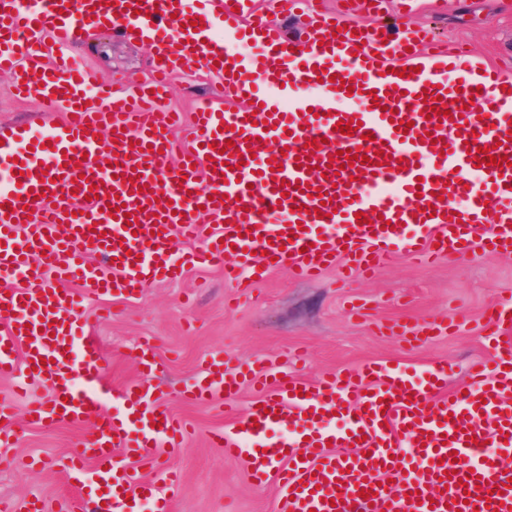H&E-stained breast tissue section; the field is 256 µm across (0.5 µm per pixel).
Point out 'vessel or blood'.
<instances>
[{"label":"vessel or blood","mask_w":512,"mask_h":512,"mask_svg":"<svg viewBox=\"0 0 512 512\" xmlns=\"http://www.w3.org/2000/svg\"><path fill=\"white\" fill-rule=\"evenodd\" d=\"M282 5L305 16L307 39H284L252 0H38L34 12L0 0V72L18 97L64 115L49 131L0 140L11 181L0 189V277L25 280L0 289V378L20 371L48 385L28 424L93 422L69 465L92 512H132L175 492L174 477L141 479L128 461L160 462L185 428L153 396L151 343L140 348L141 380L112 396L84 297H135L197 265L223 267L241 288L276 267L311 279L340 256L366 274L398 251L420 261L512 253V81L476 74L463 49L433 51L425 30L366 42L318 0ZM93 14L149 41L146 81L117 86L84 67L76 46ZM232 37L256 54L240 55ZM437 58L452 82L438 80ZM197 64L243 105L200 103L183 142L170 134L179 114L159 107L170 75ZM484 148L506 164L482 160ZM208 219L219 227L206 235ZM176 236L206 243L176 252ZM71 282L79 292L62 291ZM510 325L512 300L485 327L492 366L448 395L442 368L419 379L365 366L308 383L267 366L258 382L268 394L211 441L247 458L255 479L276 477V512H512L502 461L512 344L500 339ZM247 377L215 355L183 398L231 402ZM330 411L342 420L333 430Z\"/></svg>","instance_id":"1"}]
</instances>
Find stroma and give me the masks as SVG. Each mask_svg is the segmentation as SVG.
<instances>
[{"mask_svg": "<svg viewBox=\"0 0 512 512\" xmlns=\"http://www.w3.org/2000/svg\"><path fill=\"white\" fill-rule=\"evenodd\" d=\"M324 2L347 26L378 29L383 17L400 16L404 26L425 27L442 42L463 44L474 69L493 68L512 79V0H413L404 11L399 0H384L378 18L357 8L343 13V0ZM79 53L112 83L149 75L148 44L124 40L107 28L85 31ZM170 83L168 105L184 113L202 98L221 95L220 77L203 69L177 72ZM61 119L45 101L16 100L8 77L0 74V132L26 122L46 128ZM511 296L512 254L422 264L398 253L367 279L343 277L338 265L309 280L275 269L245 294L225 281L222 269H199L177 282L156 281L134 298L87 299L84 312L89 335L108 363L106 379L114 393L139 382L140 343L156 347L155 391L188 428L184 443L166 454L179 481L173 512H275V480H253L246 459L225 457L209 441L213 430L244 414L259 388L243 385L232 403L195 404L182 397L209 357L219 354L257 369L273 360L284 373L310 382L365 363L419 377L443 366L452 389L465 384L473 365L491 360L482 327L497 302ZM450 314L459 317V326L417 347L385 329L393 321L415 326ZM14 429L16 443L5 451L13 464L0 468V503L37 500L44 512H81L64 468L90 437L92 422L35 427L19 418Z\"/></svg>", "mask_w": 512, "mask_h": 512, "instance_id": "stroma-1", "label": "stroma"}]
</instances>
